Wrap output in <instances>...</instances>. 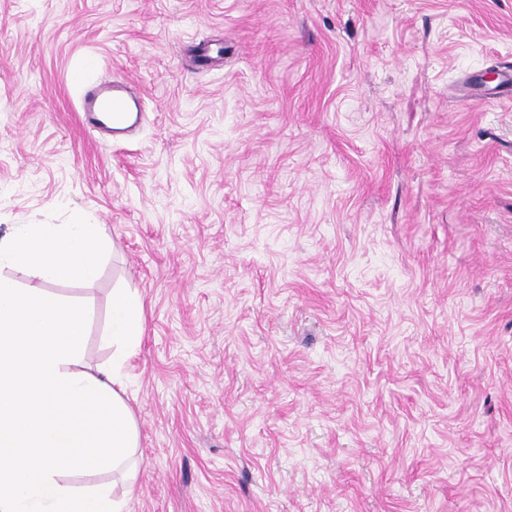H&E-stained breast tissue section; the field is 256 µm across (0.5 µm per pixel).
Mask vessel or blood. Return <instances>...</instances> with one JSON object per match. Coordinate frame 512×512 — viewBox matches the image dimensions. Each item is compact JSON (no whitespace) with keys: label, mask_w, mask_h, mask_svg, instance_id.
<instances>
[{"label":"vessel or blood","mask_w":512,"mask_h":512,"mask_svg":"<svg viewBox=\"0 0 512 512\" xmlns=\"http://www.w3.org/2000/svg\"><path fill=\"white\" fill-rule=\"evenodd\" d=\"M125 83H85L80 110L84 122L99 133L118 135L130 110Z\"/></svg>","instance_id":"vessel-or-blood-1"}]
</instances>
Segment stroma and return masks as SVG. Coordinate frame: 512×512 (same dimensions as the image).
Wrapping results in <instances>:
<instances>
[{
    "mask_svg": "<svg viewBox=\"0 0 512 512\" xmlns=\"http://www.w3.org/2000/svg\"><path fill=\"white\" fill-rule=\"evenodd\" d=\"M512 0H0V236L142 295L127 512H512ZM145 106L95 139L80 86Z\"/></svg>",
    "mask_w": 512,
    "mask_h": 512,
    "instance_id": "35a3bbf8",
    "label": "stroma"
}]
</instances>
